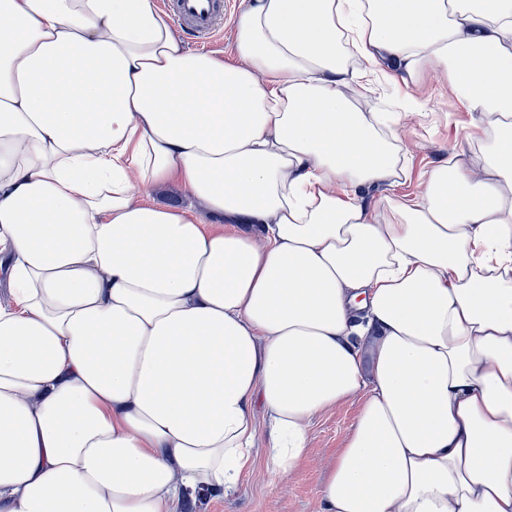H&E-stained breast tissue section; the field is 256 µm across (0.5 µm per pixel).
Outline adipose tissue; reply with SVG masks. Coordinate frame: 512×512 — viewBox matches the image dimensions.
<instances>
[{
  "label": "adipose tissue",
  "instance_id": "obj_1",
  "mask_svg": "<svg viewBox=\"0 0 512 512\" xmlns=\"http://www.w3.org/2000/svg\"><path fill=\"white\" fill-rule=\"evenodd\" d=\"M236 32L226 63L155 0H0V512H179L352 397L320 512H512V0H250ZM380 54L444 75L479 161L372 209L400 137L346 88ZM179 190L174 185H165L154 189L149 193L148 197L144 193H136L134 201L136 203L141 202L145 198H148L153 203L163 206H177L180 203Z\"/></svg>",
  "mask_w": 512,
  "mask_h": 512
}]
</instances>
